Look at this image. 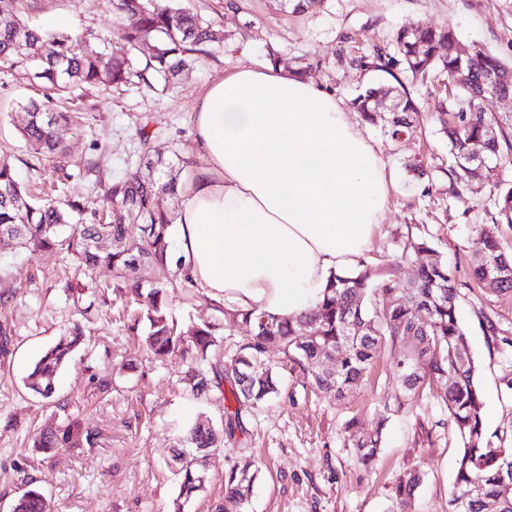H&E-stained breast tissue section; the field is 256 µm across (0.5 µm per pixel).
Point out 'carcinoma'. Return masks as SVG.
Here are the masks:
<instances>
[{
  "label": "carcinoma",
  "mask_w": 512,
  "mask_h": 512,
  "mask_svg": "<svg viewBox=\"0 0 512 512\" xmlns=\"http://www.w3.org/2000/svg\"><path fill=\"white\" fill-rule=\"evenodd\" d=\"M113 12L121 28L127 51H108L112 31L69 35L40 32L23 22L11 7L0 8V64L13 67L29 62L37 78L56 95L74 87H119L138 83L149 89L158 80L175 85L194 66L213 56L221 37L211 22L174 4V0H113ZM390 60L404 66L422 83L439 82L458 93L435 103L440 131L448 138L452 164L449 187L454 194L479 180L482 162L512 158V113L490 118L481 104L499 89L512 93V63L477 45L460 42L450 26L417 23L399 29L394 37ZM467 79L458 80V70ZM391 94L399 98L396 112H379L375 98ZM363 121L381 126L393 141L418 119L416 105L404 85H373L352 100ZM76 112L53 109L50 102L30 100L20 106L16 128L30 156L62 159L66 149L56 136L62 126H76ZM139 164L145 172L134 179H119L100 188L109 222L97 220L99 212L88 211L86 202L69 199L60 203L44 199L31 201L17 180L14 167L0 158V244H14L31 252L64 250L89 270L107 267L116 273L115 287L126 290L138 317L131 329L146 322L144 342L160 359L178 352L191 364V389L207 397L230 382L236 408L224 407L221 435L232 440L242 429V411L280 394L281 381L265 362L273 348L303 367L321 392L339 399L356 389L373 363L386 349L396 353L393 361L398 387L393 403H383L376 427L360 430L355 422L346 424L348 445L356 461L369 471L374 468L383 445V434L391 415L402 411L417 392L443 377L453 379L437 388L436 399L448 413V426L460 442L455 475L448 493V512H512V449L494 447L486 440L483 399L478 365L458 318V288L448 264L434 248L431 235L418 236L400 256L382 269L362 263L348 272L332 273L327 287L309 311L299 315L274 316L264 310H233V317L250 327V335L224 349L216 325L204 321L185 334L168 310L167 285L150 274L185 265V257L172 249L174 213L163 198L177 196L182 168L165 156L148 124L140 125ZM494 224H512V186L490 196ZM479 247L472 259L471 273L484 295H512V248L503 244L486 224H477ZM114 245L100 250L94 242L100 234ZM138 237L140 252L130 254L120 242ZM425 254L416 275L403 284L402 266L412 255ZM82 341L73 327L49 346L34 363L25 387L45 400L56 393L58 373ZM335 354L334 367L321 365ZM96 434L70 421L48 426L34 434L33 446L42 450L91 446ZM218 435L197 422L178 439L177 449L165 462L179 478V494L171 512H184L185 502L205 487L199 479L207 458L214 451ZM262 462L246 460L232 465L224 474V502L215 512H248L251 487ZM424 473L412 467L398 478L386 512H406ZM477 495L462 507V499L473 488ZM14 512H50L47 499L36 490L24 492Z\"/></svg>",
  "instance_id": "1"
}]
</instances>
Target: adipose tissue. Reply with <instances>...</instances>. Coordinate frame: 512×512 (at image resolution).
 <instances>
[{"label": "adipose tissue", "mask_w": 512, "mask_h": 512, "mask_svg": "<svg viewBox=\"0 0 512 512\" xmlns=\"http://www.w3.org/2000/svg\"><path fill=\"white\" fill-rule=\"evenodd\" d=\"M178 247L193 282L240 310H310L355 267L392 186L381 155L325 86L237 67L198 97Z\"/></svg>", "instance_id": "ef3b65f1"}]
</instances>
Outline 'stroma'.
Segmentation results:
<instances>
[{
    "instance_id": "obj_1",
    "label": "stroma",
    "mask_w": 512,
    "mask_h": 512,
    "mask_svg": "<svg viewBox=\"0 0 512 512\" xmlns=\"http://www.w3.org/2000/svg\"><path fill=\"white\" fill-rule=\"evenodd\" d=\"M180 2L223 31L222 48L174 86L75 92L71 104L82 109L85 121L81 132L59 131L70 158L67 172L47 160L34 164L12 121L18 103L42 93L34 66L0 67V155L10 159L32 199H41L53 182L63 201L90 198L97 187L140 176L137 129L143 123L158 144L189 157L190 114L198 96L226 71L268 65L273 51L289 71L305 72L347 105L370 84L403 78L401 65L380 69L376 54L391 52L394 33L406 25L452 26L464 44L512 62V0H323L297 14L276 9L273 0H234L230 9L225 0ZM21 16L54 33H99L115 24L112 0H23ZM406 88L420 117L402 142L393 143L379 127L361 126L393 179L365 261L384 265L419 230L434 236L458 285L462 324L479 363L486 437L512 448V394L504 389L512 378V296L481 295L470 272L477 247L470 227L489 223V197L512 183V163H488L462 198L450 197L448 142L430 88L415 82ZM417 156L425 159L426 176L406 169ZM158 278L169 285V307L183 329L202 320L226 323L223 299L199 287H174L169 272ZM112 280L111 269L87 272L62 251L0 245V323L12 329L10 351L0 357V512H12L29 478L53 512H170L178 482L164 459L187 427L199 420L217 425L224 416L220 392L193 396L185 359L173 354L159 362L141 347L120 315L126 299L113 292ZM490 320L497 334L488 333ZM76 325L84 341L59 374L55 397L35 396L24 386L26 375ZM266 359L281 374V397L244 411L243 433L218 442L208 461L209 480L184 512H214L224 497L225 469L253 457L267 467L253 484L250 512H385L396 478L410 466L425 474L410 512H448L458 441L445 426L446 411L426 397L392 417L372 473L359 469L345 445L346 422L372 429L381 401L393 394L390 356L380 357L361 386L342 399L315 393L284 353L274 349ZM71 418L94 431L93 447L34 448L36 429Z\"/></svg>"
}]
</instances>
